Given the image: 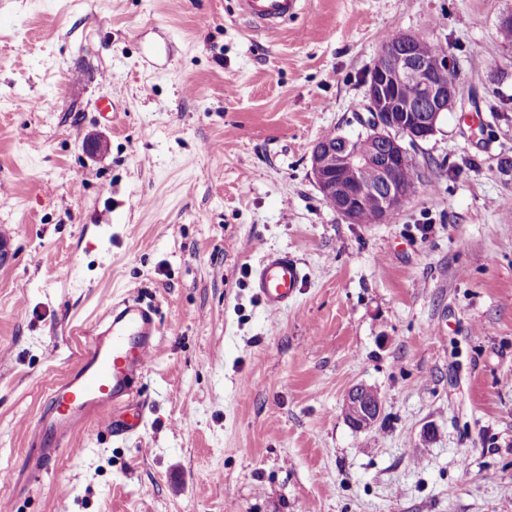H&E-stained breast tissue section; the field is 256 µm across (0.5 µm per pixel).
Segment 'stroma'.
Listing matches in <instances>:
<instances>
[{
	"instance_id": "stroma-1",
	"label": "stroma",
	"mask_w": 512,
	"mask_h": 512,
	"mask_svg": "<svg viewBox=\"0 0 512 512\" xmlns=\"http://www.w3.org/2000/svg\"><path fill=\"white\" fill-rule=\"evenodd\" d=\"M512 0H0V504L9 512H512ZM388 32L476 104L410 146L424 186L350 224L311 173L361 133ZM117 106L103 118L102 101ZM305 279L268 315L264 252ZM155 305L121 441L86 426L30 486V430L112 300ZM382 396L368 430L351 387ZM239 15L250 28L273 32L305 10L306 0H237ZM382 401L370 397V386L356 385L345 397L343 413L347 422L359 431L372 427L380 418Z\"/></svg>"
}]
</instances>
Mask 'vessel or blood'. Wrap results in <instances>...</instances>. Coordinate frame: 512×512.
I'll return each instance as SVG.
<instances>
[{"instance_id":"obj_1","label":"vessel or blood","mask_w":512,"mask_h":512,"mask_svg":"<svg viewBox=\"0 0 512 512\" xmlns=\"http://www.w3.org/2000/svg\"><path fill=\"white\" fill-rule=\"evenodd\" d=\"M250 28L273 32L305 10L307 0H237ZM304 279L299 261L286 252H268L249 271V286L266 312L287 308ZM160 324L154 306L129 295L115 301L89 333L75 369L52 388L32 428V474L57 456L63 441L85 424L127 438L144 427L150 404L137 392L152 360Z\"/></svg>"}]
</instances>
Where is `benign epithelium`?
<instances>
[{
  "instance_id": "7a95c632",
  "label": "benign epithelium",
  "mask_w": 512,
  "mask_h": 512,
  "mask_svg": "<svg viewBox=\"0 0 512 512\" xmlns=\"http://www.w3.org/2000/svg\"><path fill=\"white\" fill-rule=\"evenodd\" d=\"M426 38L401 32L381 45L368 73L363 120L366 135L377 146L373 155L357 151L350 140L329 135L313 147L312 175L324 201L347 223H359L363 199H378V223L386 222L408 199L396 170L412 162L404 140L415 143L432 136L441 116L464 105V88L448 72L447 80L436 78L420 52ZM374 167L379 181L365 184L359 171ZM382 401L370 397V387L357 385L345 397L343 413L355 429L364 431L380 418Z\"/></svg>"
}]
</instances>
